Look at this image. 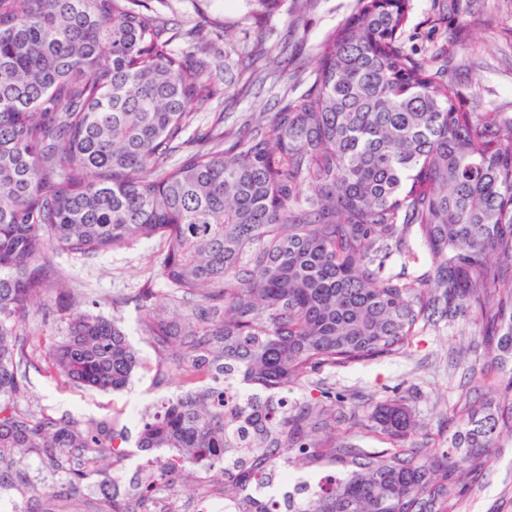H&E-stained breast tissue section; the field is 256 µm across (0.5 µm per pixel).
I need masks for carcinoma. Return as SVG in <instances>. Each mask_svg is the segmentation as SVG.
<instances>
[{
  "mask_svg": "<svg viewBox=\"0 0 512 512\" xmlns=\"http://www.w3.org/2000/svg\"><path fill=\"white\" fill-rule=\"evenodd\" d=\"M411 0H355L329 31L307 90L237 127L213 126L178 162L198 113L232 95L207 60L144 0H0V492L22 486L43 512L77 489L100 448L127 431L35 413L22 326L51 285L48 252L93 258L162 237L171 317L144 296L142 331L178 392L140 419L136 447L176 451L224 480V512H273L261 478L296 468L288 512H454L512 435V117L467 112L448 76L400 41ZM426 277L407 265L416 249ZM401 270H393L394 258ZM474 326L492 395L456 405L426 456L399 396L336 410L329 387L297 408L288 393L336 366L409 348L430 324ZM54 376L124 389L137 367L115 322L79 310L47 351ZM256 387L224 404L228 376ZM354 423L384 448L340 435ZM38 452L66 482L14 476ZM155 480L104 512H136Z\"/></svg>",
  "mask_w": 512,
  "mask_h": 512,
  "instance_id": "obj_1",
  "label": "carcinoma"
}]
</instances>
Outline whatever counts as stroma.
Instances as JSON below:
<instances>
[{
	"mask_svg": "<svg viewBox=\"0 0 512 512\" xmlns=\"http://www.w3.org/2000/svg\"><path fill=\"white\" fill-rule=\"evenodd\" d=\"M411 0L408 23L401 34L407 51L433 60L444 69L451 93L474 112L494 109L512 116V0ZM169 26L187 33L199 23L211 25L210 60L220 79L234 75L242 56L257 41L266 46L286 44L287 67L278 84H263L219 99L199 113L197 125L210 127L217 116L226 124L239 122L249 112L271 108L284 91L303 90L315 67L326 33L346 18L355 0H315L304 22H297L296 0H273L257 11L254 0H148ZM167 244L164 239L138 241L94 259L50 253L45 263L49 279L59 286L30 306L23 331L35 357L29 369V402L53 417L73 416L95 422L117 420L135 430V410H148L173 389L159 383L161 362L141 330V296L153 289L165 303L168 286L159 274ZM116 321L128 335L140 366L128 387L120 392L87 390L58 382L48 371L46 346L50 338L66 336L73 305ZM481 337L462 331L460 324L440 321L429 325L403 352L365 364L325 371L318 379L325 386L354 398L369 408L386 398L403 395L420 433L412 438L424 447L426 434L447 433L449 411L464 395L490 392V380L480 377L487 362ZM107 471L93 474L74 496L70 512H97L103 492L127 491L148 472L166 473L158 492L161 505L173 512H199L203 493L223 497V484L190 481L170 466L169 459L147 454L149 469H134L105 453ZM456 512H512V438L503 437L487 475L472 485Z\"/></svg>",
	"mask_w": 512,
	"mask_h": 512,
	"instance_id": "1",
	"label": "stroma"
}]
</instances>
